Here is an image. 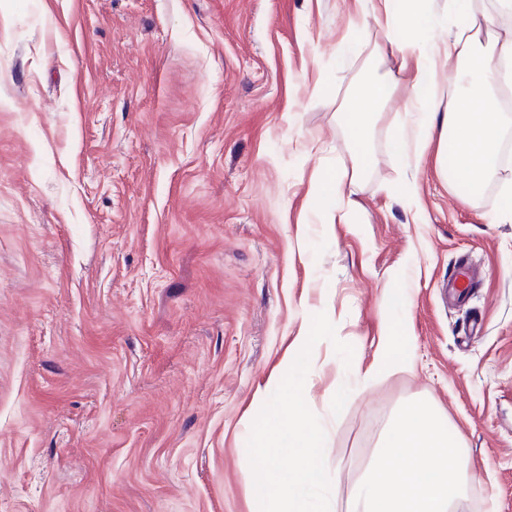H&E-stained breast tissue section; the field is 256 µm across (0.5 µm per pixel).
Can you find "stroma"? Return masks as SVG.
<instances>
[{
	"label": "stroma",
	"instance_id": "1",
	"mask_svg": "<svg viewBox=\"0 0 512 512\" xmlns=\"http://www.w3.org/2000/svg\"><path fill=\"white\" fill-rule=\"evenodd\" d=\"M383 41L354 0H0V512H253L252 424L321 312L353 348L321 341L304 384L337 512L419 401L480 475L463 512H512V223L435 149L404 171ZM374 70L399 87L360 171L341 105ZM404 286L415 368L359 388ZM342 181L336 170L323 169L314 179V189L310 195V199H319L326 193H332L336 196V200L342 197L341 193Z\"/></svg>",
	"mask_w": 512,
	"mask_h": 512
}]
</instances>
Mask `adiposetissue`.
I'll return each mask as SVG.
<instances>
[{"label": "adipose tissue", "instance_id": "adipose-tissue-1", "mask_svg": "<svg viewBox=\"0 0 512 512\" xmlns=\"http://www.w3.org/2000/svg\"><path fill=\"white\" fill-rule=\"evenodd\" d=\"M372 16L385 33L379 55L399 61L411 94L405 109L408 130L397 134L392 150L403 167L419 166L431 143L440 146L441 173L471 196L502 180L504 202L489 223L512 222V177L498 161L504 114L499 93L512 88V37L481 40L486 23L481 0H445L444 15H465L472 25L448 37L429 40L415 49L410 36L429 23L427 0H381ZM452 73L449 87L439 77ZM394 80L364 76L350 90L345 109L350 116L347 147L358 165H365L372 140V117L392 98ZM406 323L389 320L372 363L356 370L361 382L393 370H412L414 360L404 347ZM476 473L469 469L459 443L429 406L415 404L389 424L382 451L371 467L362 512H456L465 487Z\"/></svg>", "mask_w": 512, "mask_h": 512}]
</instances>
